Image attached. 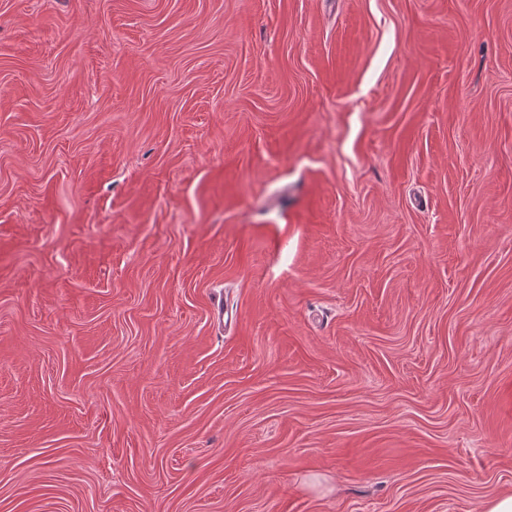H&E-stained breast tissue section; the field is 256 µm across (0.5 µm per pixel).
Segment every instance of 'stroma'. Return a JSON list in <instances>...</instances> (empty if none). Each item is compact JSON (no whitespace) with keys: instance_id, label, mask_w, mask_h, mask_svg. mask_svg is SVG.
Masks as SVG:
<instances>
[{"instance_id":"35a3bbf8","label":"stroma","mask_w":512,"mask_h":512,"mask_svg":"<svg viewBox=\"0 0 512 512\" xmlns=\"http://www.w3.org/2000/svg\"><path fill=\"white\" fill-rule=\"evenodd\" d=\"M506 492L512 0H0V512Z\"/></svg>"}]
</instances>
